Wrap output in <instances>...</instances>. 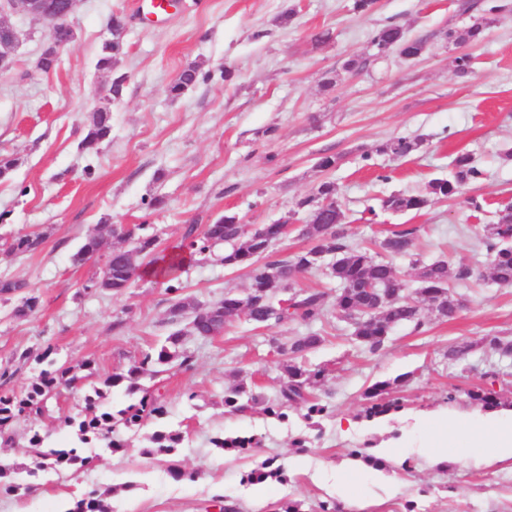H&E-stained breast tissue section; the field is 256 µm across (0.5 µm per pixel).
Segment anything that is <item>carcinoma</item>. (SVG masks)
Segmentation results:
<instances>
[{
	"label": "carcinoma",
	"mask_w": 512,
	"mask_h": 512,
	"mask_svg": "<svg viewBox=\"0 0 512 512\" xmlns=\"http://www.w3.org/2000/svg\"><path fill=\"white\" fill-rule=\"evenodd\" d=\"M489 22L472 24L463 33L448 31V41H468L479 43L485 37ZM126 29L125 18L112 15V38L105 42L98 55L96 68L110 72L120 55L123 54V36ZM75 40L72 30L59 26L47 43L36 68L48 72L55 68V47L69 45ZM372 46L384 53L396 48L401 53H417L424 48L420 40L407 38L403 28L397 24H387L371 37ZM211 78L195 65L185 67L169 85L167 92L172 98H179L201 81ZM112 132V118L107 112H93L84 126L79 143L82 151L92 153L109 139ZM419 142L398 137L381 144L378 151L397 159L415 152ZM453 176L450 179L435 178L428 183V196L395 193L383 200L382 208L393 212L407 213L420 211L426 207L428 197L450 198L463 193L465 187L478 183L484 172L474 162L468 152L458 153L453 161ZM306 224L302 235L314 241L306 251L293 254L284 260H267L269 247L277 240L278 228L271 226L269 238L258 240L245 234L230 220L232 214L219 217L204 230L190 225L186 228L182 247L192 257L204 260L215 257L226 267H245L249 272V294L241 297L227 292L224 299L213 304L212 308L221 311L217 317L202 314L199 306L181 298L183 282L179 270L181 262H173L163 270L166 291L173 294L170 308L171 322L179 321L186 311L192 312V330L203 338L214 336L224 330V326L240 314H245L257 326H276L289 322L311 324L324 315L327 293L309 289L293 293L294 302L289 307L280 304L276 297L279 288L292 287L295 275L315 268L312 254L319 249L337 253L336 262L325 268V275L336 282L333 296L336 311L353 328L352 337L370 351L380 350L390 329L398 324L409 323L419 330L423 325L417 305L407 299V284L399 276L392 260L397 257L412 256L413 232L398 230L391 233L381 243L382 256H373L367 250L353 246L342 227L344 215L336 203V185L332 181L321 182L314 195L303 199ZM107 236L117 244L111 246L104 267L87 288L99 289L105 293L119 295L132 285L140 266L138 259L155 261L154 252L157 238L153 235H137L134 230L122 224H114L107 230ZM484 237L489 256V271L492 279L506 287L512 286V208L496 214L495 221L484 225ZM43 235L29 233L16 237L5 249L8 257L30 255L40 249ZM104 238H87L73 254L75 264H83L102 248ZM472 276L471 268L461 265L456 271L448 269V262L440 260L421 267L417 274L419 294L431 309L440 317L454 318L460 309L459 298L452 289V281H462ZM40 307V298L29 294L12 309L17 319L34 315ZM323 338L314 332L296 336L286 344L278 346V352L285 357L282 365L284 374L278 394L268 399L254 392L246 382L224 393V407L231 412L243 413L255 408L278 420L288 419V409L302 407L304 418L309 421L321 420L330 416L329 405L313 394L325 376V369L311 368L302 362L309 353L317 349ZM480 344L488 351L502 357L512 355V342L503 341L498 336L487 334ZM53 349L48 347L39 357L46 364L39 374L18 391L0 393V445L13 444L12 427L19 421L37 422L45 417H54L58 429L72 434L69 444L54 448L48 446L46 437L39 430L30 429L28 438L29 455L32 465L16 464L0 467V489L15 496H25L34 489L31 478L38 473H60L79 469L90 463V457L83 455V449L96 442L107 441V448L113 453L128 447L118 432H136L148 418L162 419L166 407L162 394L140 384L145 376L155 377L173 367L188 369L192 356L182 346V333L175 331L164 342L122 372H115L92 386L84 395L83 408L76 414L53 413L48 405L49 396L60 393L61 389L75 388L86 379L75 368L60 364L51 358ZM405 383L404 378L393 381H379L364 392L365 405L361 418L367 421L383 420L398 413L402 408L400 398L393 396V390ZM125 385L128 394L141 393V397L121 408L106 407L113 388ZM472 404L481 410L493 411L500 407L497 393L483 385H477L468 392ZM183 436L180 432L161 427L149 437V445L144 453L149 456H168L175 453ZM215 447L224 451L247 454L261 447L259 437L237 435L217 437L212 440ZM285 468L268 458L253 468L247 475L250 484H263L272 478L282 483L286 480ZM67 512H111L103 500V494L90 490L70 504Z\"/></svg>",
	"instance_id": "cac0c4a2"
}]
</instances>
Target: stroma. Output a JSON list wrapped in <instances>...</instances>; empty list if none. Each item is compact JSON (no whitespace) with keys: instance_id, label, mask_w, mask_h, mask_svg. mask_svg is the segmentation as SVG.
<instances>
[{"instance_id":"35a3bbf8","label":"stroma","mask_w":512,"mask_h":512,"mask_svg":"<svg viewBox=\"0 0 512 512\" xmlns=\"http://www.w3.org/2000/svg\"><path fill=\"white\" fill-rule=\"evenodd\" d=\"M502 2L484 42L470 46L473 68L463 77L446 33L481 21L487 0H377L368 14L353 12L351 0H182L155 21L141 0H81L70 18L77 38L48 72L35 67L48 23L8 14L21 40L8 51L11 69L0 74V155L18 164L0 179V277L23 282L25 293L39 296L40 309L16 319L0 303V371L8 370L9 386L21 387L42 368L36 355L50 348L69 366L93 361L96 383L176 330L193 362L189 370L142 379L165 396L168 413L128 434L124 452L102 444L86 449L90 468L39 475L27 497L0 493V512H55L61 499L91 488L110 490L114 512H205L216 494L234 498L240 512H270L288 497L317 512L336 498L340 464L352 451L373 448L399 449L387 465L397 483L384 495L368 474L350 472L356 492L371 501L366 512H404L410 500L426 512H512L511 469L477 465L461 446L458 462L442 470L428 466L420 452L422 422L464 421L475 413L466 391L489 368L501 373L494 391L512 405V358L492 356L480 344L487 334L512 340V287L489 277L482 232L497 212L512 207V0ZM115 12L127 21L117 62L126 81L116 97L109 92L112 74L95 67ZM387 23L424 40L420 57L395 51L368 69L346 72L349 57L371 56V35ZM323 28L334 38L315 45L312 36ZM193 63L211 80L170 98L168 85ZM106 100L112 138L89 156L79 148L84 124ZM400 136L421 140L420 149L403 159L379 154L384 141ZM461 151L485 172L470 194L483 212H473L461 195L430 199L418 213L379 210L382 198L421 193L431 179L448 177ZM324 155L337 157L335 169L317 168ZM328 179L355 246L374 253L391 231L413 229V258L394 262L408 287L416 285L415 258L475 268L476 278L456 286L465 303L456 319L436 318L420 304L422 331L395 326L375 353L352 339L351 326L331 308L310 325L259 328L242 316L203 339L192 334L189 318L170 322L162 280L140 277L120 296L88 292L84 286L101 271L103 256L72 261L103 224L144 225L165 250L181 243L187 225L204 227L227 211L249 225L275 223ZM157 196L163 207L150 208ZM32 232L45 235L39 252L4 256L13 238ZM182 281L183 297L198 305L249 288L245 268L194 259ZM310 331L324 338L305 359L327 371L322 390L332 414L321 430L310 429L299 410L280 421L259 410L242 416L225 408V390L241 380L275 396L276 344ZM452 347L466 348L464 366L448 365ZM25 352L32 358L24 362ZM405 373L409 381L394 391L402 411L384 421L362 419L364 390ZM190 392L197 395L192 404ZM160 425L182 431L174 458L198 472L196 482L173 480L165 457L143 454ZM239 431L262 435V447L246 457L213 447L212 438ZM297 435L309 438L306 451L291 448ZM268 457L285 465L288 483H241L244 471Z\"/></svg>"}]
</instances>
